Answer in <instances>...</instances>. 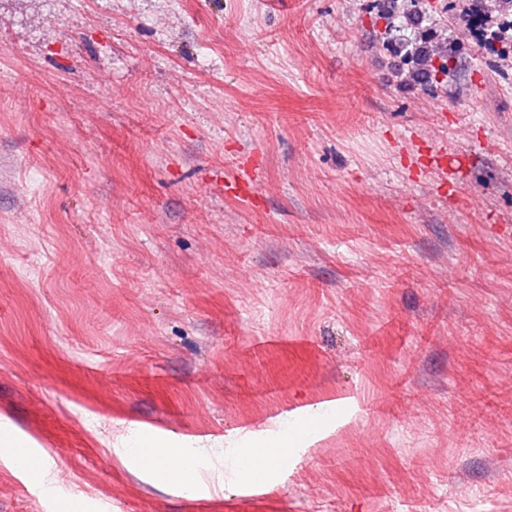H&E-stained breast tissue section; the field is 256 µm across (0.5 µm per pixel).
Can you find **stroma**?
<instances>
[{
  "mask_svg": "<svg viewBox=\"0 0 512 512\" xmlns=\"http://www.w3.org/2000/svg\"><path fill=\"white\" fill-rule=\"evenodd\" d=\"M367 3L0 0V512H512V68ZM404 1L409 5L404 12L396 11L395 0H376L369 13L376 23H383L379 32L383 48L397 59L399 72L414 84L447 94L448 82L457 78L460 62L467 54L464 40L467 46L473 44L479 49L492 68H497L499 61H512V0H458L442 10L429 0ZM471 3L488 15L490 26L484 44L473 42L468 36L466 16L475 11L469 7ZM460 4L466 6L464 12ZM448 31H457L461 37L448 38ZM495 41L502 43L501 48H493ZM273 442H261L258 446L249 448L244 459V470L252 480H264L272 471L273 465L280 459L288 455L290 446V438L273 439ZM269 448H283L279 455H272ZM177 451L174 448H167L161 442H155L149 448H141L138 458L141 464L147 468L157 472L179 477L177 473L167 471V460Z\"/></svg>",
  "mask_w": 512,
  "mask_h": 512,
  "instance_id": "35a3bbf8",
  "label": "stroma"
}]
</instances>
